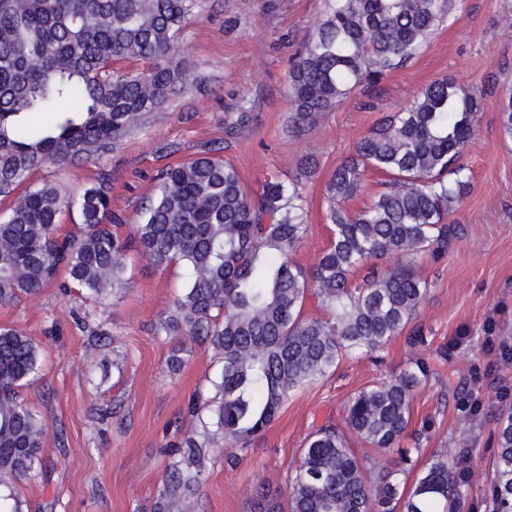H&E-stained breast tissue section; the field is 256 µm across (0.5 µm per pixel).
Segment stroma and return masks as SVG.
<instances>
[{"mask_svg": "<svg viewBox=\"0 0 512 512\" xmlns=\"http://www.w3.org/2000/svg\"><path fill=\"white\" fill-rule=\"evenodd\" d=\"M328 3L189 0L177 40L194 83L146 113L103 156L46 164L33 180L55 184L74 201L109 179L117 232L125 237L169 164L218 150L254 193L266 173L291 178L312 156L317 170L305 186L311 229L294 255L309 268L330 241L326 183L357 141L434 80L476 87L481 111L462 158L470 188L450 216L459 232L445 257H424L419 266L430 292L415 321L427 345H410L402 334L379 355L343 359L335 372L293 393L245 450L228 454L216 435L201 457L197 512H253L260 493L286 496L309 435L341 424L354 392L395 378L417 358L428 359L434 374L412 402L401 445L419 447L424 461L466 439L474 469L463 512H489L496 422L512 407V360L503 356L512 347V139L499 120L512 89V0H463L414 58L298 126L290 119L292 60ZM243 112L249 119L242 123ZM128 275L126 289L96 301L63 295L52 284L0 305V326L23 329L41 349L37 376L19 390L47 425L40 462L16 488L23 512H157L173 445L204 432L208 413L191 415L189 404L212 396L222 362L208 344L190 341L181 369L171 371L177 340L156 333L185 270L157 269L134 255ZM458 387L473 411H462ZM425 421L431 437L416 441Z\"/></svg>", "mask_w": 512, "mask_h": 512, "instance_id": "35a3bbf8", "label": "stroma"}]
</instances>
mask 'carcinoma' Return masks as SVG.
Returning <instances> with one entry per match:
<instances>
[{
  "instance_id": "carcinoma-1",
  "label": "carcinoma",
  "mask_w": 512,
  "mask_h": 512,
  "mask_svg": "<svg viewBox=\"0 0 512 512\" xmlns=\"http://www.w3.org/2000/svg\"><path fill=\"white\" fill-rule=\"evenodd\" d=\"M331 2L292 67L298 124L413 58L460 6ZM188 11L187 0H0V201L14 198L0 215V303L37 295L62 273L96 297L125 288L132 250L158 269L184 266L183 292L158 331L205 342L219 355L220 380L204 409L226 443L246 448L290 394L344 358L384 347L416 316L429 293L418 260L444 257L457 235L448 219L469 187L459 160L475 134L481 95L435 80L357 143L327 183L330 243L310 269L292 254L309 231L301 186L316 168L312 157L288 182L267 174L253 195L238 169L212 151L170 165L157 174L156 193L131 239L112 229L103 179L77 202L80 236L62 232V192L30 177L47 162L104 153L144 114L187 88L190 67L176 60V38ZM121 61L144 67L121 74L114 68ZM500 121L512 138L511 93ZM369 171L388 181L364 207L349 208ZM375 260L389 267L379 274L369 266ZM364 268L369 273L355 282ZM310 294L326 316L304 314ZM39 362L29 336L0 327V512H21L9 491L32 476L42 453L45 422L16 396ZM430 374L419 361L351 396L344 427L310 436L288 478L286 502L266 495L258 512H460L469 490L467 449L432 456L409 488L403 476L415 466L412 450H398L373 479L349 445L352 435L383 455L394 451ZM497 445L492 512H512V408L500 415ZM205 447L184 439L160 512L170 498L180 501L181 512H195L196 463Z\"/></svg>"
}]
</instances>
